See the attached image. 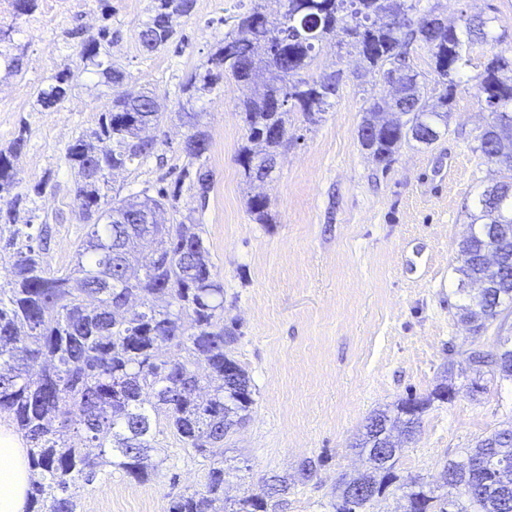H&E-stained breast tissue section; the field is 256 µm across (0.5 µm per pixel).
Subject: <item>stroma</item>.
<instances>
[{
	"label": "stroma",
	"mask_w": 512,
	"mask_h": 512,
	"mask_svg": "<svg viewBox=\"0 0 512 512\" xmlns=\"http://www.w3.org/2000/svg\"><path fill=\"white\" fill-rule=\"evenodd\" d=\"M110 4L107 18L75 16L61 27L46 16L39 32L20 27L15 40L23 76L0 79L22 93L21 102H0V147L27 128L17 160L21 177L33 182L49 174L57 185L39 202L51 218L44 261L54 270L71 266L88 231L65 149L95 126L111 98L97 75L86 74L58 111H40L37 88L75 58L70 30L91 35L109 27L112 57L129 74L125 91L145 86L159 97L158 159L111 180L127 195L182 166L179 84L205 65L215 32L230 30L233 17L254 0H197L174 42L155 53L135 38L149 0ZM418 10L452 22L472 15L492 20V41L471 45L454 77L447 133L427 147L402 144L390 162L374 161L359 143L358 128L364 109L385 89L382 76L362 69L334 40L323 42L313 73L340 70L344 81L321 123L294 116L273 179L252 188L269 198L273 223H256L247 211L252 189L236 162L244 133L238 84L225 78L220 91L194 106L210 139L213 173L207 204L195 217L224 282V318L240 325L233 356L256 389L250 418L224 441L226 498L260 491L270 477L286 475L292 485L276 512H334L338 478L366 466L354 442L368 418L408 395L452 383L455 398L434 402L403 441L400 483L369 509L400 512L404 480L439 485L448 461L512 419V380L487 376L479 386L470 384L462 352L471 333L460 317L466 296L456 270L466 210L498 176L475 150L489 115L475 98L473 78L493 56L512 57V0H420ZM155 446L163 463L148 482L109 467L92 482L78 481L72 489L78 512H166L171 495L203 490L209 459L183 447L163 425ZM305 460L316 464L308 481L298 476Z\"/></svg>",
	"instance_id": "obj_1"
}]
</instances>
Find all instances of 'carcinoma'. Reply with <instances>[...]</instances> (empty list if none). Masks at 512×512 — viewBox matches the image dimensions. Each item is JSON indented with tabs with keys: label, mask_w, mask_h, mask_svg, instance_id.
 Here are the masks:
<instances>
[{
	"label": "carcinoma",
	"mask_w": 512,
	"mask_h": 512,
	"mask_svg": "<svg viewBox=\"0 0 512 512\" xmlns=\"http://www.w3.org/2000/svg\"><path fill=\"white\" fill-rule=\"evenodd\" d=\"M277 8L257 3L236 16L234 31L212 46L204 71L192 72L180 85V98L190 105L215 91L224 77L241 87L237 108L244 123V141L237 162L249 184L271 178L272 162L288 140L289 114L299 112L315 123L333 106L340 74H310L316 51L329 36L337 46L359 54L365 67L382 72L385 82L401 83V95L384 94L370 103L358 130L361 146L379 163L388 162L403 142L434 143L448 130L453 76L466 64L465 44L492 38L491 19L481 16L448 24L429 12L415 19L416 0H273ZM196 0H151L148 16L137 31L146 52L164 48L177 34L180 21L193 15ZM38 0H12L14 17L31 16ZM16 28L0 29L7 44L8 74L22 73V57L13 53ZM75 66L59 70L46 88L37 90V104L49 112L69 99L84 73L103 83L127 79L123 66L106 46V26L81 36ZM428 48L433 70L442 84L430 92L407 62L408 46ZM509 67L500 56L475 76L476 98L491 121L477 137L475 150L502 173L497 194L482 190L469 211V234L459 244L460 282L487 279L495 287L467 295L462 319L481 330L512 305V228L492 238L490 224L512 225V159L499 157L500 142L512 139V81L500 83L498 73ZM403 112L406 121L375 130L379 112ZM162 114L156 95L143 90L112 98L95 127L80 133L65 149L74 177L75 200L90 223L78 244L74 265L52 271L44 263L49 227L43 222L31 233L37 200L53 192L50 176L26 183L13 158L26 139L19 134L0 148V250L13 263L0 279V416L11 421L29 445L31 479L27 512H76L69 489L81 476L92 477L103 466L147 481L163 460L152 461L155 429L166 427L186 448L208 454L213 462L205 490L169 501L166 512H274L272 499L288 492V478L268 480L230 511L216 508L224 501V439L243 423L255 403L251 380L232 355L239 333L224 325V282L213 272L200 225L178 208L183 191L205 207L212 173L201 158L210 142L200 128L198 112L176 113L187 127L180 153L186 162L168 188L151 194L150 187L119 199L109 196L110 176L141 166L156 156ZM142 198L151 208L170 210L166 224H153L149 213L129 211L126 203ZM247 208L258 224L273 221L268 198L254 194ZM154 235L155 247L142 259L122 266L113 248L130 245L135 253L141 238ZM499 258L497 270L485 268L488 252ZM474 379L485 375L512 379V343L500 340L494 352L468 349ZM448 388L399 402L394 415L380 411L369 418L355 447L377 446V435L396 417L413 433L422 414L443 402ZM86 442L99 449L90 455L75 446ZM389 462L344 477L333 508L347 507L350 487H374L385 493L397 480ZM512 467V420L477 441L441 475L447 495L428 484L406 485L404 512H445L448 500L457 512H512V475L508 486L497 476L502 462Z\"/></svg>",
	"instance_id": "1"
}]
</instances>
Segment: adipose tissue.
Returning <instances> with one entry per match:
<instances>
[{"instance_id": "ef3b65f1", "label": "adipose tissue", "mask_w": 512, "mask_h": 512, "mask_svg": "<svg viewBox=\"0 0 512 512\" xmlns=\"http://www.w3.org/2000/svg\"><path fill=\"white\" fill-rule=\"evenodd\" d=\"M30 483L25 448L10 432H1L0 512H25Z\"/></svg>"}]
</instances>
